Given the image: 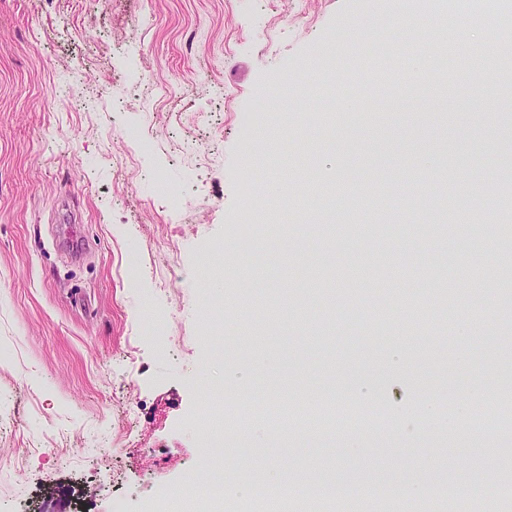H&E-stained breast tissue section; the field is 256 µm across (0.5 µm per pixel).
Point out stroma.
<instances>
[{
	"instance_id": "obj_1",
	"label": "stroma",
	"mask_w": 512,
	"mask_h": 512,
	"mask_svg": "<svg viewBox=\"0 0 512 512\" xmlns=\"http://www.w3.org/2000/svg\"><path fill=\"white\" fill-rule=\"evenodd\" d=\"M469 24L499 48L512 0H470ZM456 0H408L421 43ZM367 0H0V512H39L48 496L69 512H125L166 492L181 506L204 480V404L212 385L252 405L330 399L378 409L385 427L276 445L259 421L249 445L269 483L308 472L322 497L339 486L377 512L389 487L481 479L492 496L506 474L488 463L512 442L470 436L441 419L473 394L498 391L488 343L512 348V312L497 283L512 280V241L437 223L436 195L486 168L498 196L512 159V103L495 114L467 94L468 54L453 69L463 102L393 92L418 59L401 50L390 83H374L355 47L382 46L386 20ZM74 79L90 109L57 92ZM320 138L309 128L334 110H361ZM127 155L117 165L116 155ZM260 200L243 189L256 170ZM194 214L183 224L168 194ZM90 243L70 259L56 225ZM406 226L403 238L388 226ZM478 251L452 288L443 256L467 238ZM417 290L407 310L377 302L382 282ZM164 325L150 332L151 318ZM210 363L211 384L198 378ZM128 447L92 458L90 438L118 423ZM46 436V448H29Z\"/></svg>"
}]
</instances>
